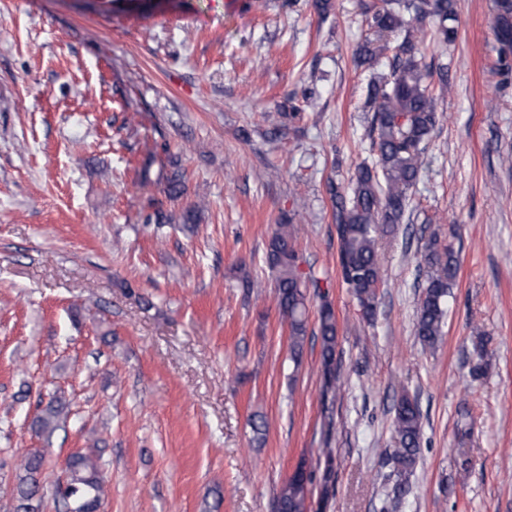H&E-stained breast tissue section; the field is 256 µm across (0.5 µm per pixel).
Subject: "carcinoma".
Here are the masks:
<instances>
[{
    "instance_id": "cac0c4a2",
    "label": "carcinoma",
    "mask_w": 512,
    "mask_h": 512,
    "mask_svg": "<svg viewBox=\"0 0 512 512\" xmlns=\"http://www.w3.org/2000/svg\"><path fill=\"white\" fill-rule=\"evenodd\" d=\"M494 7L498 69L507 73L512 68V0H494ZM364 14L369 36L356 50L355 63L374 69L385 59L390 67L388 75L370 81L367 86L366 103L372 112L377 159L372 166L359 165L348 187L328 179L326 192L336 224L342 281L363 315L369 318L375 313L382 283L378 239L384 233H394L403 223L410 191L423 170L428 138L437 124V96L448 93V66L436 68L418 57L420 30L413 22L434 18L433 39L443 49L455 42L458 29L454 0H381L379 5H364ZM436 71L439 85L435 88L432 79ZM266 258L274 275L277 305L288 318L291 352L297 358L306 336V308L293 217L276 225ZM422 261L425 280L414 332L423 346L433 347L443 335L446 303L456 282L459 258L453 245L441 243L434 234L424 246ZM319 335L327 388L334 393L339 389L337 325L335 313L326 300L319 310ZM66 418L67 403L55 396L40 410L34 424L41 434L49 436ZM421 429L418 403L402 396L395 404L396 446L384 451L391 465L390 495L395 508L410 492ZM43 464L44 458L39 454L21 457L19 468L24 475L16 489L20 512H39L37 474ZM68 472V490L75 503L82 512H97L101 491L99 456L80 452L72 455ZM307 481L305 469L298 467L279 492L278 512H306Z\"/></svg>"
}]
</instances>
